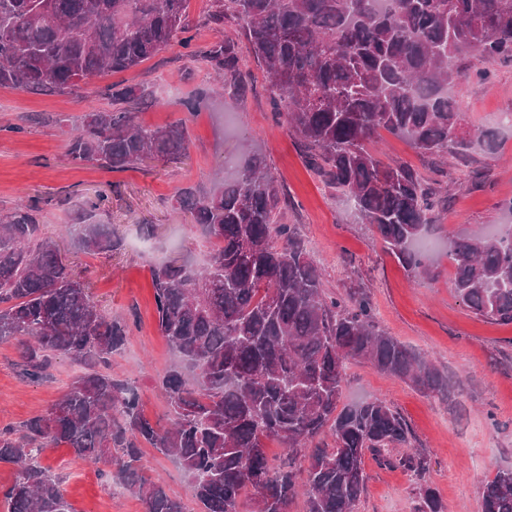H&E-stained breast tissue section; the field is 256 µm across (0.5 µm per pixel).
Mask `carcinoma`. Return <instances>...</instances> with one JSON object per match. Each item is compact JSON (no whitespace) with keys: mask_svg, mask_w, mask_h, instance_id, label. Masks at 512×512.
Instances as JSON below:
<instances>
[{"mask_svg":"<svg viewBox=\"0 0 512 512\" xmlns=\"http://www.w3.org/2000/svg\"><path fill=\"white\" fill-rule=\"evenodd\" d=\"M208 22L239 26L265 67L276 111L308 150L311 169L353 202L412 275L439 272L415 244L446 196L406 163L385 164L369 148L380 132L435 159L462 154L473 139L495 150V133L472 134L449 87L470 77L468 59L512 58V0H209ZM187 0H0V87L70 92L107 72L134 68L177 41L224 83L246 92L235 42L193 46ZM112 110H93L70 135L67 156L124 171L186 151L188 117L146 127L134 120L146 91L112 86ZM104 197L67 227L79 250L121 246L94 221ZM280 191L253 156L211 192L178 191L179 208L214 240L208 264L172 260L151 270L158 328L183 366L161 378L174 418L147 419L128 380L112 377V355L130 325L106 314L46 236L39 210L0 216V343L23 348V375L43 378L64 356L85 372L43 414L0 430V464L16 468L0 489L7 512H72L40 455L64 444L93 464L123 457L117 478L146 512H186L182 500L138 468L149 445L173 457L200 512H354L366 491L363 458L387 459L411 443L387 401L342 403L346 364L369 363L418 392L448 397V375L424 353L380 331L367 293H324L299 228L280 218ZM452 283L477 316L512 324V232L448 239ZM288 449L270 464L266 441ZM307 461L306 472L295 467ZM395 463L420 475L423 454ZM414 512H445L423 487ZM482 512H512V476L482 491Z\"/></svg>","mask_w":512,"mask_h":512,"instance_id":"carcinoma-1","label":"carcinoma"}]
</instances>
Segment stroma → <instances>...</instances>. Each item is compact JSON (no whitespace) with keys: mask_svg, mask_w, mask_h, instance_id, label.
Listing matches in <instances>:
<instances>
[{"mask_svg":"<svg viewBox=\"0 0 512 512\" xmlns=\"http://www.w3.org/2000/svg\"><path fill=\"white\" fill-rule=\"evenodd\" d=\"M207 10L208 0H188L194 42L202 48L233 38L240 67L252 76L246 94L216 82L209 65L188 57L176 42L135 68L94 78L73 93L0 88V215L22 204L39 207L45 234L89 283L102 310L131 325L126 345L112 357L113 376L131 379L144 415L164 421L170 405L160 379L177 358L157 331L151 270L173 253L186 254L197 267L212 250L210 238L180 210L177 192H210L220 160L262 152L288 200L285 221L300 228L326 293L336 297L364 289L378 328L431 355L450 383L447 400H432L368 363H347L345 402L385 399L406 420L412 445L426 461L418 478L366 456L367 493L355 512H414L422 482L439 492L447 512H482L484 485L512 468V325L476 317L458 298L444 246L449 235H482L512 222L503 207L512 199V125L502 121L512 115V61L487 64L485 85L463 79L451 90L468 124L495 132V151L476 142L467 158L448 154L432 162L407 140L388 134L377 147L381 161L409 163L448 195L428 233L440 245L430 258L441 275L430 281L411 276L343 195L313 173L298 137L274 113L265 73L248 42L233 23L221 29L208 24ZM114 84L147 89L135 113L141 125L187 119L185 156L148 160L125 171L71 162L65 152L70 133L87 112L111 109L107 89ZM202 91L207 99L189 115L187 102ZM100 193L109 201L97 219L111 225L122 245L110 254L89 255L75 248L66 227ZM145 224L155 225L154 238L143 235ZM21 363L17 343L0 344V428L43 413L83 372L59 357L43 380L31 383L22 379ZM41 462L59 476L73 512H145L142 501L115 479L116 465L91 464L63 444L48 445ZM140 465L146 477L162 480L181 497L187 512H199L173 459L147 447Z\"/></svg>","mask_w":512,"mask_h":512,"instance_id":"obj_1","label":"stroma"}]
</instances>
